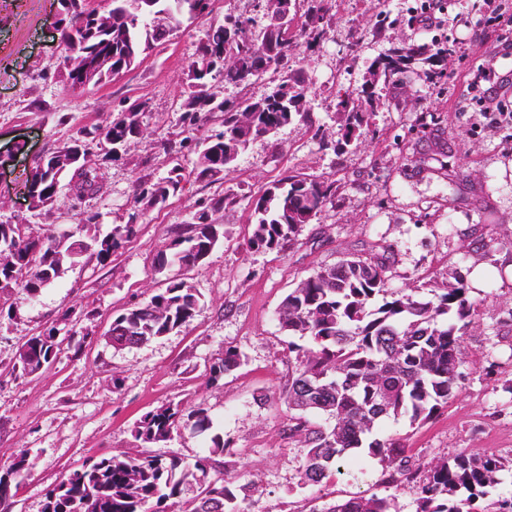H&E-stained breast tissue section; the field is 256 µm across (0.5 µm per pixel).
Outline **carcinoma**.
<instances>
[{
  "instance_id": "cac0c4a2",
  "label": "carcinoma",
  "mask_w": 512,
  "mask_h": 512,
  "mask_svg": "<svg viewBox=\"0 0 512 512\" xmlns=\"http://www.w3.org/2000/svg\"><path fill=\"white\" fill-rule=\"evenodd\" d=\"M62 66L68 86L104 85L130 69L141 56L167 41L181 18L197 19L213 12L214 0H111L105 18L94 17L91 0H58ZM387 0H378L370 21L381 30L393 25ZM336 0H251L246 11L229 9L223 20L210 24L188 66L181 94L177 141L163 147L167 175L134 181V193L144 204L127 213L122 224L89 245L72 233L35 238L24 225L0 223V312L15 291L34 296L59 276L63 265L79 262L87 252L105 262L139 232L149 209L163 208L190 181L215 183L251 143L274 137L294 123L309 124L311 139L324 147L322 126L310 123L306 99L310 83L293 68L299 41L311 53L320 51L333 28ZM448 48L405 42L367 61L370 79L338 96L336 111L345 115L336 155L370 126L376 88L397 87L403 76L420 70L431 82L445 77ZM275 73L271 91L256 95L253 85ZM220 80L238 89L221 100L205 90L206 81ZM123 104L112 110L105 124L80 126L68 141L45 159L34 161L32 186L35 209L53 204L58 187L69 185L81 201L103 193L96 167H76L70 151L84 144L110 160V140L122 144L142 136L141 115ZM196 155L192 168L172 160L175 154ZM338 180L304 172H290L252 201L254 227L248 245L254 251L281 253L318 213L335 205ZM238 204L233 193L199 197L188 218L176 225L174 236L156 258L155 270L171 266L198 267L224 235L216 215ZM389 257L346 258L320 266L284 298L278 312L281 329L309 338L312 346L294 342L291 382L282 393L291 410L288 436L305 443L297 467V487L320 484L341 473L342 462L360 449L378 460L387 484L418 483L417 512H512V498L482 507L512 471V459L459 453L428 463L410 454L401 438L372 436L383 417L408 418L422 424L448 403L464 376L466 330L472 306L462 283L432 299H418L417 289L393 291L388 285ZM382 303L376 304L377 297ZM199 296L177 275L163 279V288L149 301L131 306L112 319V346L122 349L185 327L196 316ZM50 326L29 336L18 350V369L24 375L51 367L62 340ZM241 354L228 347L211 365L209 380L241 365ZM209 409L202 402L168 404L141 415L131 430L135 446L168 440L173 432L202 433L212 428ZM231 454L223 436L211 438L207 452L186 463L145 453L102 457L75 470L67 479L44 489L41 512H252V487L224 478V457ZM24 457L0 475V512L15 497L28 475ZM215 477H210V474ZM196 484L192 509H183L187 486ZM392 496L353 497L312 512H391Z\"/></svg>"
}]
</instances>
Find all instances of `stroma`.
Segmentation results:
<instances>
[{"label":"stroma","mask_w":512,"mask_h":512,"mask_svg":"<svg viewBox=\"0 0 512 512\" xmlns=\"http://www.w3.org/2000/svg\"><path fill=\"white\" fill-rule=\"evenodd\" d=\"M444 0V25L434 35L412 23L421 0H389L394 29L373 31L376 0H340L335 27L321 51L297 48L294 66L313 84L311 116L329 140L339 117L332 88H357L366 61L393 44L430 40L464 42L467 64H494L499 29L512 19V0ZM247 0H216L211 15L183 24L119 80L71 91L61 79L64 50L56 0H0V221L27 225L32 236L62 231L107 234L134 205L137 177L166 174L162 137L175 129L180 94L196 46L228 7ZM419 105L384 88L369 132L335 155L312 140L304 123L282 129L275 140L254 142L220 184H188L164 208L147 212L136 238L101 263L85 256L37 296L14 294L0 311V474L26 456L30 469L13 512H41L42 490L101 456L132 448L131 429L142 414L169 402L205 401L214 430L234 453L225 477L254 483L257 512H312L315 505L353 496L388 495L381 466L359 455L340 475L317 486H297L303 445L289 438L290 337L276 311L298 282L321 265L350 256H389L392 288H417L433 298L462 280L473 305L465 339L464 378L445 407L419 426L389 419L379 437L404 440L412 455L430 461L464 451L512 457V333L496 332L512 309V128L494 126L483 111L482 91L462 79L440 83L410 76ZM142 99L149 135L127 144L118 161L101 170L102 195L78 201L60 194L52 208L32 211L21 192L32 159L68 141L75 125L104 123L119 101ZM326 175L342 183L337 205L319 213L285 252L249 248V200L288 171ZM460 181L449 183V171ZM237 193L226 211L224 237L191 271L188 285L200 297L191 324L151 342L115 350L104 337L113 317L143 303L160 286L154 258L200 196ZM100 212L87 224L85 212ZM73 328L87 335L81 349L59 352L44 373L24 375L12 365L22 339L60 323L66 309ZM232 347L242 363L217 382L209 367ZM271 401L260 404L259 393Z\"/></svg>","instance_id":"obj_1"}]
</instances>
